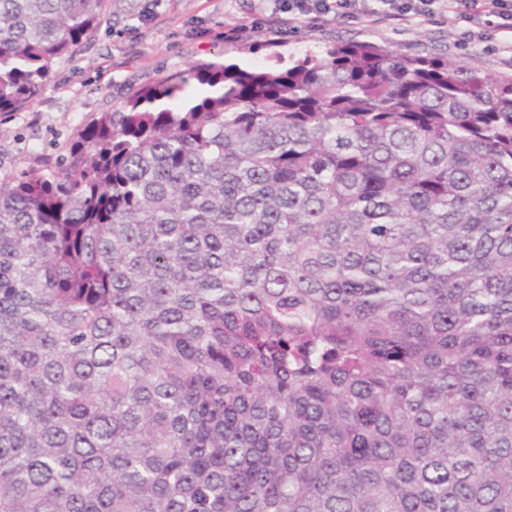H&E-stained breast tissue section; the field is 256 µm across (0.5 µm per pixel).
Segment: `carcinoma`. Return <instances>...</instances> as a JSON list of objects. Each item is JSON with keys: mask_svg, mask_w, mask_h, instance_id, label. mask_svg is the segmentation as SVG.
Segmentation results:
<instances>
[{"mask_svg": "<svg viewBox=\"0 0 512 512\" xmlns=\"http://www.w3.org/2000/svg\"><path fill=\"white\" fill-rule=\"evenodd\" d=\"M104 0H0V112ZM0 180V512H512V76L211 64Z\"/></svg>", "mask_w": 512, "mask_h": 512, "instance_id": "1", "label": "carcinoma"}]
</instances>
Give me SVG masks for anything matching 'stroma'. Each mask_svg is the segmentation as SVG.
<instances>
[{"label":"stroma","instance_id":"35a3bbf8","mask_svg":"<svg viewBox=\"0 0 512 512\" xmlns=\"http://www.w3.org/2000/svg\"><path fill=\"white\" fill-rule=\"evenodd\" d=\"M447 13L448 0H439L431 20L366 25L328 15L312 25L292 19L278 0H105L99 26L52 62L37 101L0 112V178L56 165L102 113L122 109L163 77L213 63L262 70L309 48L359 42L512 75V55L463 37ZM231 28L240 36L225 38Z\"/></svg>","mask_w":512,"mask_h":512}]
</instances>
